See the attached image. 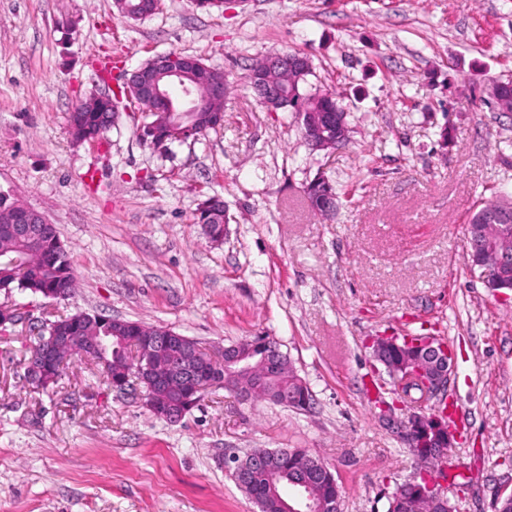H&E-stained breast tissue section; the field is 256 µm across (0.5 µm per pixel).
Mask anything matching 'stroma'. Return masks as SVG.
Wrapping results in <instances>:
<instances>
[{"label": "stroma", "mask_w": 512, "mask_h": 512, "mask_svg": "<svg viewBox=\"0 0 512 512\" xmlns=\"http://www.w3.org/2000/svg\"><path fill=\"white\" fill-rule=\"evenodd\" d=\"M170 51L223 71L221 127L160 152L125 116L72 143L76 103ZM286 51L309 55L308 92L346 109L345 146L311 150L293 113L247 85L256 60ZM508 79L512 0H232L222 13L161 0L136 22L113 0H0V189L55 224L78 274L65 299L0 291L22 317L0 338V512H257L224 468L253 448L310 449L341 512H382L417 471L380 419L385 401L409 412L368 346L391 335L452 349L448 496L495 512L512 493V295L486 288L466 251L479 202L512 199V113L488 94ZM319 173L338 196L330 220L305 199ZM213 195L229 219L218 246L193 222ZM78 310L173 329L217 357L272 336L314 405L216 388L170 423L86 359L36 388L33 326Z\"/></svg>", "instance_id": "35a3bbf8"}]
</instances>
